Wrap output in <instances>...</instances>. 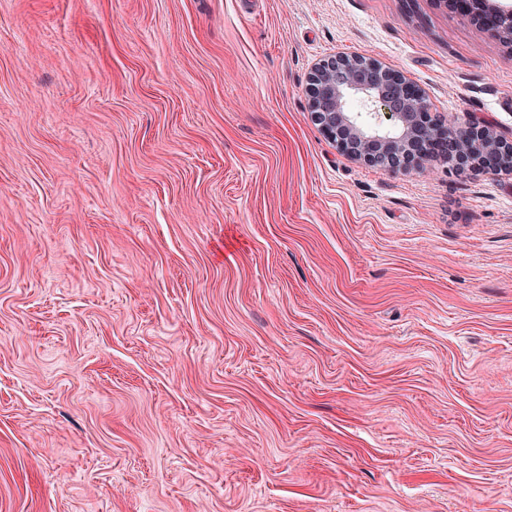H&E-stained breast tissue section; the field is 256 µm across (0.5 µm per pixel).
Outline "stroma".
<instances>
[{
	"instance_id": "obj_1",
	"label": "stroma",
	"mask_w": 512,
	"mask_h": 512,
	"mask_svg": "<svg viewBox=\"0 0 512 512\" xmlns=\"http://www.w3.org/2000/svg\"><path fill=\"white\" fill-rule=\"evenodd\" d=\"M342 53L512 141L446 0H0V512H512V173L339 151Z\"/></svg>"
}]
</instances>
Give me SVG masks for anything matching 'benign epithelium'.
<instances>
[{
  "label": "benign epithelium",
  "mask_w": 512,
  "mask_h": 512,
  "mask_svg": "<svg viewBox=\"0 0 512 512\" xmlns=\"http://www.w3.org/2000/svg\"><path fill=\"white\" fill-rule=\"evenodd\" d=\"M467 8L506 19V25L485 30L512 44L511 4L472 0ZM307 97L321 132L367 165L400 170L441 160L459 174L512 171V142L503 140L493 126H450L433 117L423 90L375 59L336 55L321 62L311 73ZM353 97L390 121V129L361 126L349 109Z\"/></svg>",
  "instance_id": "obj_1"
}]
</instances>
